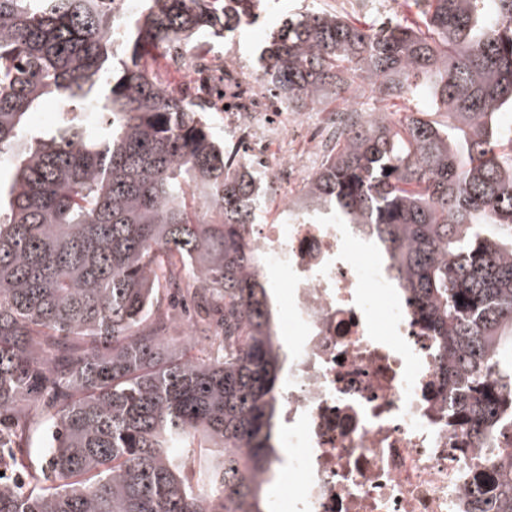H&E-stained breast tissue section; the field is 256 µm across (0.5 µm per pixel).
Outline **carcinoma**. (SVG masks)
I'll use <instances>...</instances> for the list:
<instances>
[{
    "label": "carcinoma",
    "mask_w": 512,
    "mask_h": 512,
    "mask_svg": "<svg viewBox=\"0 0 512 512\" xmlns=\"http://www.w3.org/2000/svg\"><path fill=\"white\" fill-rule=\"evenodd\" d=\"M0 0V512H262L283 358L245 233L263 191L229 166L203 106L148 60L217 37L262 0ZM379 26L308 9L264 75L290 112L354 119L306 178L312 219L371 224L423 331L452 416L492 454L472 512H512V0H405ZM426 93L444 124L386 105ZM52 97L56 122L26 125ZM107 117L88 128L87 112ZM391 172H385V169ZM194 288L222 312L181 327ZM463 302H458V298Z\"/></svg>",
    "instance_id": "cac0c4a2"
}]
</instances>
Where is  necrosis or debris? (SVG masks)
Instances as JSON below:
<instances>
[{
  "label": "necrosis or debris",
  "mask_w": 512,
  "mask_h": 512,
  "mask_svg": "<svg viewBox=\"0 0 512 512\" xmlns=\"http://www.w3.org/2000/svg\"><path fill=\"white\" fill-rule=\"evenodd\" d=\"M202 78L201 100L224 114L227 152L272 191L278 215L247 227L262 270L282 271L287 288L277 393L288 461L268 480L285 467L300 475L292 512H467L485 454L449 414L448 357L418 324L387 246L369 225L313 224L293 206L326 140L301 138L296 113L264 86L250 84L246 105L220 67Z\"/></svg>",
  "instance_id": "4bbe7bcc"
}]
</instances>
